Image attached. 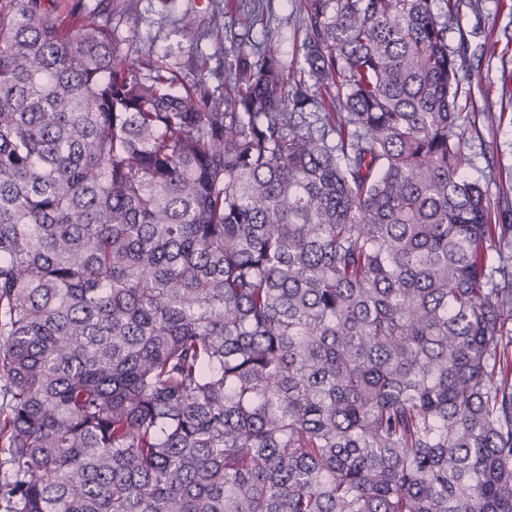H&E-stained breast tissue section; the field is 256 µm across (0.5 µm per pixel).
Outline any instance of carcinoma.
<instances>
[{"mask_svg": "<svg viewBox=\"0 0 512 512\" xmlns=\"http://www.w3.org/2000/svg\"><path fill=\"white\" fill-rule=\"evenodd\" d=\"M461 2L291 0L215 97L0 0V512H512Z\"/></svg>", "mask_w": 512, "mask_h": 512, "instance_id": "carcinoma-1", "label": "carcinoma"}]
</instances>
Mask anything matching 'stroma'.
I'll return each mask as SVG.
<instances>
[{"mask_svg":"<svg viewBox=\"0 0 512 512\" xmlns=\"http://www.w3.org/2000/svg\"><path fill=\"white\" fill-rule=\"evenodd\" d=\"M224 0H58L60 12L78 8L83 17L111 26L122 48L131 57L153 56L171 65L181 82L204 88L214 95L224 92V50L233 36L247 44L260 41L264 30L280 38L285 61L298 57V22L286 0H253L257 20L246 27L231 15L213 19ZM192 19L201 39L185 35L183 19ZM219 32H212L213 22ZM495 41L487 52V41ZM451 48L461 49L467 74L461 81L459 105L465 116L464 149L470 162L463 173L479 183L502 219L512 222V0H464L457 21L448 33ZM207 68L196 65L198 56ZM491 109L498 117L487 126L481 116Z\"/></svg>","mask_w":512,"mask_h":512,"instance_id":"stroma-1","label":"stroma"}]
</instances>
